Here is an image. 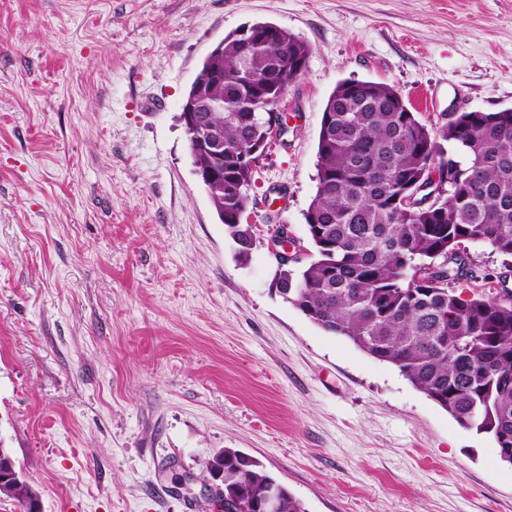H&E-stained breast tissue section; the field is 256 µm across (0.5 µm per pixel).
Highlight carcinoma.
I'll use <instances>...</instances> for the list:
<instances>
[{"instance_id": "carcinoma-1", "label": "carcinoma", "mask_w": 512, "mask_h": 512, "mask_svg": "<svg viewBox=\"0 0 512 512\" xmlns=\"http://www.w3.org/2000/svg\"><path fill=\"white\" fill-rule=\"evenodd\" d=\"M270 45L222 40L194 78L187 98L219 156L187 139L193 165H212L210 187L224 224L245 256L252 172L240 164L247 140L262 134L261 113L281 87L256 95L251 81L307 65L310 46L282 27ZM337 83L326 106L331 122L317 143V189L304 220L316 258L279 272L282 293L324 331L344 336L398 367L462 427L500 441L512 436V297L463 299L448 284L470 276L465 243L482 241L512 257V112H450L439 126L403 111L389 85ZM463 154L462 166L455 157ZM448 167V194L416 209L405 193ZM448 260V276L414 280L415 268ZM230 448L202 464L206 478L224 471V490L253 512L276 480ZM280 512H306L280 489Z\"/></svg>"}]
</instances>
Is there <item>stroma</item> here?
<instances>
[{
	"label": "stroma",
	"mask_w": 512,
	"mask_h": 512,
	"mask_svg": "<svg viewBox=\"0 0 512 512\" xmlns=\"http://www.w3.org/2000/svg\"><path fill=\"white\" fill-rule=\"evenodd\" d=\"M270 22L311 47L259 160L247 259L180 120L203 60ZM344 79L426 125L512 108V0H0V446L43 512H214L204 461L259 462L306 512H512V466L276 284L310 247L322 112ZM462 298L512 294L482 243ZM270 246L278 257L279 267L285 263L295 262L303 251L296 245L295 239L288 230V225L275 224L271 228Z\"/></svg>",
	"instance_id": "stroma-1"
}]
</instances>
